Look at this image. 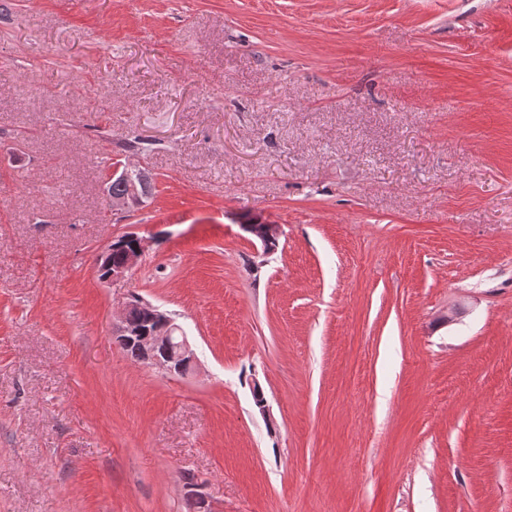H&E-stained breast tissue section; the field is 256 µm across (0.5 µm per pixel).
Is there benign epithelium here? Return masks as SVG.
<instances>
[{
    "mask_svg": "<svg viewBox=\"0 0 512 512\" xmlns=\"http://www.w3.org/2000/svg\"><path fill=\"white\" fill-rule=\"evenodd\" d=\"M136 170L139 172L140 187L133 186L123 194L107 191L112 208H127L132 206V200L141 202L147 197L152 175L145 167L138 166ZM254 235L262 243L269 242L280 236L279 225L258 221L254 224ZM130 237L132 234L125 233L110 238L97 254L96 265H105L104 279L123 278L140 261L145 249V240L141 237L134 249H126L122 264L114 266L108 261L112 251L125 249V242ZM133 308L139 313L141 325L147 327L146 336H141V344L147 350L146 363L167 375L185 376L195 370L197 357L182 327L168 313L141 298L134 297L125 303L114 327L115 335L140 336L141 330L128 325L126 321Z\"/></svg>",
    "mask_w": 512,
    "mask_h": 512,
    "instance_id": "7a95c632",
    "label": "benign epithelium"
}]
</instances>
